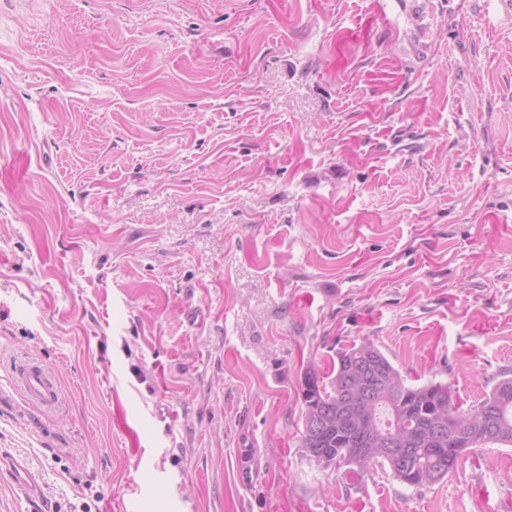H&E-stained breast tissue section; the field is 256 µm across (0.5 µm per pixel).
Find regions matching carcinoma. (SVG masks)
Segmentation results:
<instances>
[{
    "mask_svg": "<svg viewBox=\"0 0 512 512\" xmlns=\"http://www.w3.org/2000/svg\"><path fill=\"white\" fill-rule=\"evenodd\" d=\"M335 375L310 366L300 396L302 448L326 467H387L411 486L437 483L454 471L463 453L487 444L512 446V377L504 373L483 399L462 408L450 387L429 381L409 385L373 343L337 352ZM452 419L454 435L443 450L426 440Z\"/></svg>",
    "mask_w": 512,
    "mask_h": 512,
    "instance_id": "1",
    "label": "carcinoma"
}]
</instances>
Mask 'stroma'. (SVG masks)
Returning <instances> with one entry per match:
<instances>
[{
	"label": "stroma",
	"instance_id": "1",
	"mask_svg": "<svg viewBox=\"0 0 512 512\" xmlns=\"http://www.w3.org/2000/svg\"><path fill=\"white\" fill-rule=\"evenodd\" d=\"M364 339L466 406L512 370L496 0H0V512H512V447L306 455ZM17 382L31 403L50 408L59 399L56 375L44 365L28 362L16 371Z\"/></svg>",
	"mask_w": 512,
	"mask_h": 512
}]
</instances>
